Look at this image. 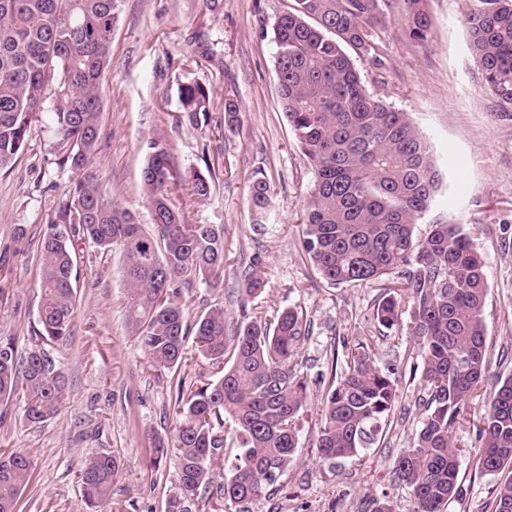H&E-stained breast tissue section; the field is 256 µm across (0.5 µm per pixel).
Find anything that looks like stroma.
I'll return each instance as SVG.
<instances>
[{"mask_svg": "<svg viewBox=\"0 0 512 512\" xmlns=\"http://www.w3.org/2000/svg\"><path fill=\"white\" fill-rule=\"evenodd\" d=\"M292 0H119L112 32V64L102 76L103 110L93 173L110 196L140 223L151 215L141 186L149 142L167 148L179 170L214 166L217 178L207 200L187 204L171 194L188 223L224 227V277L199 287L185 301L191 315L224 307L228 331L245 316L295 307L313 332L300 349L297 371L310 394L300 420L294 462L274 495L250 503L247 512H363L368 495L388 494L397 512H412L398 484L395 456L420 426L414 376L417 347L406 329L388 330L373 318L376 283L330 285L306 258L300 224L313 173L298 148L280 103L276 48L268 32ZM433 29L428 41L412 42L397 23L379 29L381 65L354 64L367 90L400 111L433 147L444 189L416 226L425 235L433 222L479 225L476 244L485 260L488 370L479 397L470 400L455 426L458 447L475 448L485 398L512 374V106L485 87L469 48L466 0H424ZM213 55L201 57L203 46ZM211 90L209 123L186 126L178 85ZM233 99L241 121L224 126V101ZM57 142L50 115L29 133L12 167L0 171V335L25 350L39 328L40 245L74 187L77 175L55 163ZM265 176L271 187L269 224L253 229L248 185ZM80 298L66 341L50 344L63 375L65 403L51 419L33 425L20 400L0 404V450H24L35 469L16 512H90L79 473L85 457L113 453L123 464L113 498L125 512H164L175 490L177 461L154 464L152 448L172 438L167 412L174 401L172 374L157 376L129 335L125 322L122 260L92 247L80 253ZM256 270L264 291L243 290ZM365 347L380 364L398 368L399 403L376 447L331 464L319 458L316 439L321 398L333 370L331 351L347 357ZM499 482L475 475L460 459L459 499L446 512H491Z\"/></svg>", "mask_w": 512, "mask_h": 512, "instance_id": "obj_1", "label": "stroma"}]
</instances>
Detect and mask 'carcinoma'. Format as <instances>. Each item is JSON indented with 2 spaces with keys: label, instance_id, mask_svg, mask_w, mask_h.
I'll return each instance as SVG.
<instances>
[{
  "label": "carcinoma",
  "instance_id": "carcinoma-1",
  "mask_svg": "<svg viewBox=\"0 0 512 512\" xmlns=\"http://www.w3.org/2000/svg\"><path fill=\"white\" fill-rule=\"evenodd\" d=\"M423 0H293L272 25L276 77L288 125L313 172L302 218L304 250L331 285L377 282L373 318L387 329L409 314L419 347L422 421L394 460L413 512H443L460 496L461 449L453 428L476 396L487 367L484 261L471 233L433 223L415 226L442 186L431 146L400 112L365 88L351 55L377 59L376 22L397 21L415 42L431 35ZM470 50L484 84L512 105V0H470ZM117 0H0V170L22 153L32 123L48 111L58 142L57 165L76 173L93 164L103 102L100 83L111 64ZM183 120H208L210 90L178 87ZM215 173L179 171L154 142L141 181L153 229L90 177L77 180L41 245L38 318L41 330L18 360L14 338L0 336V402L22 393L23 416L43 423L64 403L62 372L46 346L67 340L77 308L78 243L117 249L129 333L156 371L184 373L187 347L212 361L220 376L183 395L178 377L172 451L178 486L165 512H191L209 495L239 507L268 494L294 461L299 417L307 405L297 375L300 346L311 336L303 312L256 316L227 334L224 306L189 321L182 291L213 286L224 275V225L189 224L169 198L183 186L194 201L210 195ZM255 225L265 224L270 186L249 185ZM322 395L316 448L336 463L373 447L393 415L394 372L365 351ZM236 446L227 447L224 426ZM474 470L496 476L512 466V375L486 398L476 428ZM35 463L26 451L0 454V512H15ZM120 457L87 458L80 482L93 512H124L112 499ZM224 482L217 484L218 473ZM365 512H395L388 496L366 497ZM512 512V479L495 489L494 510Z\"/></svg>",
  "mask_w": 512,
  "mask_h": 512
}]
</instances>
